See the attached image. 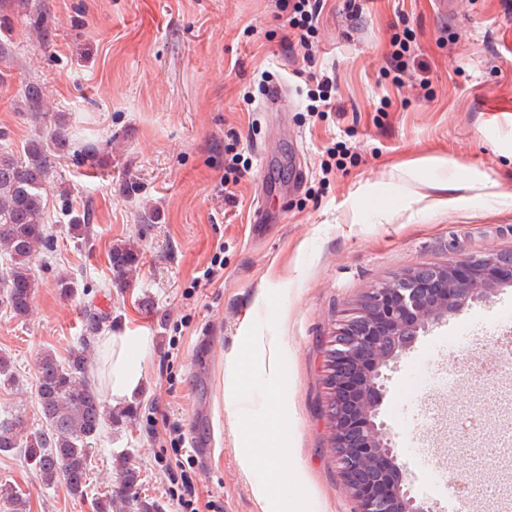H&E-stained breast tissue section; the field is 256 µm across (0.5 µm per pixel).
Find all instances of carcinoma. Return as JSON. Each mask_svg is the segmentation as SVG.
<instances>
[{
    "mask_svg": "<svg viewBox=\"0 0 512 512\" xmlns=\"http://www.w3.org/2000/svg\"><path fill=\"white\" fill-rule=\"evenodd\" d=\"M49 143L33 140L24 154L15 157L0 152V251L6 259L0 287L10 311L25 316L34 292L32 259L36 249L50 242L45 224V191L55 165V152L70 144L63 118L56 116L48 131ZM109 263L121 281L138 263L134 249L116 244L109 252ZM107 322V317L83 312L84 337L62 362L48 350L38 360L37 402L42 426L28 430L19 413L0 415V453L23 452L27 467L43 483L64 482L73 496L86 492L94 445L102 429L112 425V408L87 376L88 342ZM119 479L123 486L136 485L138 472L126 457H118ZM0 502L14 512H24L25 494L11 484H0Z\"/></svg>",
    "mask_w": 512,
    "mask_h": 512,
    "instance_id": "cac0c4a2",
    "label": "carcinoma"
}]
</instances>
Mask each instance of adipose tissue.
Wrapping results in <instances>:
<instances>
[{"label": "adipose tissue", "mask_w": 512, "mask_h": 512, "mask_svg": "<svg viewBox=\"0 0 512 512\" xmlns=\"http://www.w3.org/2000/svg\"><path fill=\"white\" fill-rule=\"evenodd\" d=\"M109 366L108 402L117 404L132 399L140 382L141 372L133 362L136 352L142 351L143 340L138 336H112L102 339Z\"/></svg>", "instance_id": "adipose-tissue-1"}]
</instances>
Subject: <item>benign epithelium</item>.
Here are the masks:
<instances>
[{
    "label": "benign epithelium",
    "instance_id": "7a95c632",
    "mask_svg": "<svg viewBox=\"0 0 512 512\" xmlns=\"http://www.w3.org/2000/svg\"><path fill=\"white\" fill-rule=\"evenodd\" d=\"M512 287V251L421 264L369 292L360 311L334 335L329 354L328 417L341 475L356 512H429L411 495L404 468L377 422L383 369L429 325L470 301Z\"/></svg>",
    "mask_w": 512,
    "mask_h": 512
}]
</instances>
